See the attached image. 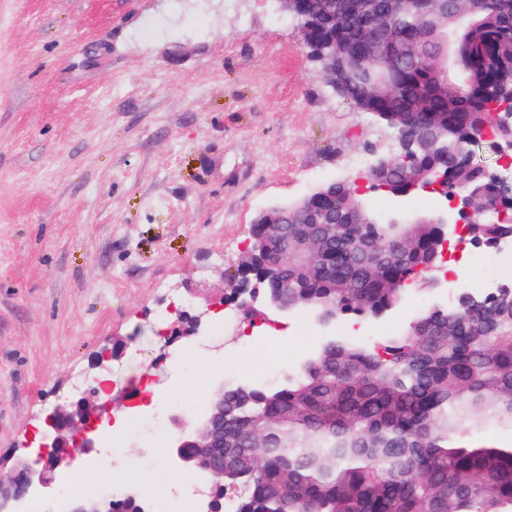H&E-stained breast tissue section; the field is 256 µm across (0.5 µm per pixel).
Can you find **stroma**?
Listing matches in <instances>:
<instances>
[{
    "label": "stroma",
    "instance_id": "obj_1",
    "mask_svg": "<svg viewBox=\"0 0 512 512\" xmlns=\"http://www.w3.org/2000/svg\"><path fill=\"white\" fill-rule=\"evenodd\" d=\"M377 130L258 0H0V471L29 461L28 433L90 384L106 342L121 347L113 411L148 383L163 400L147 412L165 417L174 386L275 384L324 336L370 344L445 301L429 285L376 327L293 312L176 333L181 311L216 325L257 213L339 179ZM366 196L385 213L447 206ZM201 343L214 369L194 375L173 353ZM123 448L118 492L173 493L167 449L144 455L136 433Z\"/></svg>",
    "mask_w": 512,
    "mask_h": 512
}]
</instances>
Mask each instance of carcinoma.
I'll return each instance as SVG.
<instances>
[{
	"label": "carcinoma",
	"instance_id": "cac0c4a2",
	"mask_svg": "<svg viewBox=\"0 0 512 512\" xmlns=\"http://www.w3.org/2000/svg\"><path fill=\"white\" fill-rule=\"evenodd\" d=\"M389 0H295L307 16L313 52L336 46L341 96L398 135L402 118L429 113L452 150L470 132L491 128L512 140L495 111L512 108V0L460 2L442 14L413 0L391 17L379 58L405 54L386 93L367 90L361 31L372 29ZM450 51L452 72L437 76L434 58ZM445 174L442 195L493 196L485 166L466 156L445 164L439 154L409 162ZM395 197L409 194L399 173L369 169L368 179ZM329 240L320 254L271 274L266 255L231 275L226 300L244 302L249 281L255 310L288 287V309L306 310L328 327L348 318L378 319L442 266L439 224L446 211L382 214L331 181L308 194ZM512 238V222L468 225L465 240L489 247ZM512 431V283L482 296L460 290L451 305L429 304L398 332L369 346L327 336L277 386H224V480L216 507L239 488L236 512H512V443H481L478 425ZM112 512H145L136 496L112 500Z\"/></svg>",
	"mask_w": 512,
	"mask_h": 512
}]
</instances>
